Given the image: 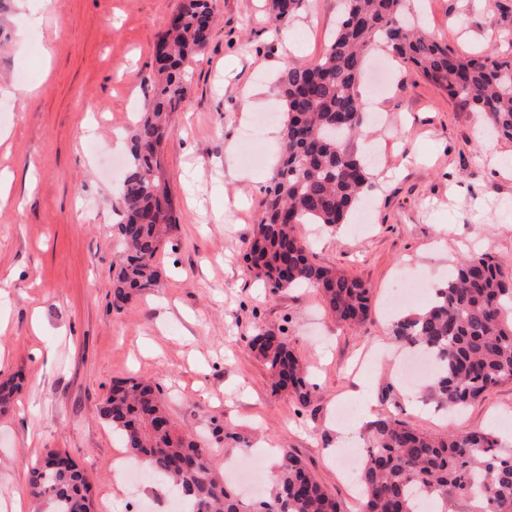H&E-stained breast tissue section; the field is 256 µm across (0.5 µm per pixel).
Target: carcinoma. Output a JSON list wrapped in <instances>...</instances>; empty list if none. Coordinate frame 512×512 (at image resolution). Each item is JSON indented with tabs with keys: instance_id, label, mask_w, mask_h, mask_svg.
<instances>
[{
	"instance_id": "1",
	"label": "carcinoma",
	"mask_w": 512,
	"mask_h": 512,
	"mask_svg": "<svg viewBox=\"0 0 512 512\" xmlns=\"http://www.w3.org/2000/svg\"><path fill=\"white\" fill-rule=\"evenodd\" d=\"M300 2L270 0L273 20L292 17ZM407 2L344 0V14L323 54L281 70L279 164L245 254L255 278L274 290L312 285L329 312L350 324L369 316L371 288L314 263L298 226L348 223L372 187L370 170L353 147L366 122L358 82L370 48L382 43L461 106L482 114L498 137L512 141V58L449 53L448 46L407 21ZM211 28L207 0H182L177 19L159 37L165 55L158 69L162 82L131 133L130 174L120 191L123 248L112 263L117 309L160 282L158 254L176 223L160 161L161 144L171 133L167 112L186 97V67L206 48ZM392 334L434 357L440 369L435 400L458 413L500 380L512 378V275L489 256H468L430 305L398 321ZM249 347L267 365L275 389L301 407L310 405L315 386L284 337L259 333ZM21 387L18 377L0 381V412ZM99 417L124 439L134 463L169 483L190 512H244L243 500L214 470L206 451L176 429L160 384L113 382ZM368 438L357 476L362 512H416L417 495L442 504V512L457 498L470 501L472 512H512V454L500 448L492 432L432 434L383 417L370 422ZM30 485L38 512H95L88 479L67 455L49 452L32 468ZM254 512H340V507L292 450L282 448L272 495Z\"/></svg>"
}]
</instances>
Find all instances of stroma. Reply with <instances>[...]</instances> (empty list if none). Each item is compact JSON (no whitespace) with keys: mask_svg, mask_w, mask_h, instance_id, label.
<instances>
[{"mask_svg":"<svg viewBox=\"0 0 512 512\" xmlns=\"http://www.w3.org/2000/svg\"><path fill=\"white\" fill-rule=\"evenodd\" d=\"M180 0H38L41 26L0 54V379L19 374L17 403L0 413V512L29 495L28 472L48 450L87 473L97 512H124L112 459L121 439L98 417L113 380L153 378L170 414L216 468L246 458L271 481L264 442L292 449L339 502L361 512L357 483L322 451L366 441L371 417L430 433L493 430L512 451V379L462 413L439 410L422 382L402 397L392 323L427 307L460 257L484 253L512 272V142L416 69L372 55L359 90L369 118L356 141L374 160L367 223L303 224L319 265L372 289L365 322H337L310 287L271 291L244 262L258 203L279 154L275 79L331 42L342 0H303L275 25L268 0H209L213 34L185 74L187 99L162 149L178 222L159 253V287L112 305L118 188L130 136L159 79L155 44ZM410 11L457 55L505 50L512 0H412ZM254 96H245V89ZM96 125L85 136L82 120ZM283 336L311 379L300 407L273 391L252 336ZM229 425L248 449L225 446Z\"/></svg>","mask_w":512,"mask_h":512,"instance_id":"stroma-1","label":"stroma"}]
</instances>
